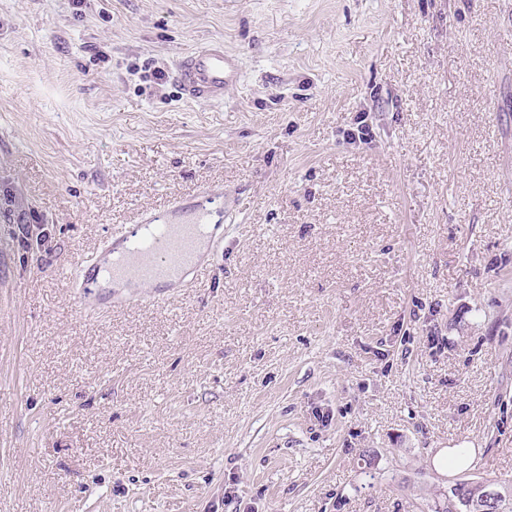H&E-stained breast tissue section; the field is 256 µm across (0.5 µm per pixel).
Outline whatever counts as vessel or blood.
Returning <instances> with one entry per match:
<instances>
[{"instance_id": "obj_1", "label": "vessel or blood", "mask_w": 512, "mask_h": 512, "mask_svg": "<svg viewBox=\"0 0 512 512\" xmlns=\"http://www.w3.org/2000/svg\"><path fill=\"white\" fill-rule=\"evenodd\" d=\"M240 78L238 57L214 43L191 51L175 71L183 97L192 101L223 100L225 90ZM223 242L224 193L208 188L191 202L172 201L165 211L103 239L93 259L72 265L68 286L88 314L107 304L96 292L103 276L118 285L154 287L148 300L157 303L160 289L190 287L207 269V256L217 254Z\"/></svg>"}]
</instances>
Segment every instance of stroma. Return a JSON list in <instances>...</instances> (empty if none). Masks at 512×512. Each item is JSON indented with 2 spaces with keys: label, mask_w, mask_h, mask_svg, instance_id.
<instances>
[{
  "label": "stroma",
  "mask_w": 512,
  "mask_h": 512,
  "mask_svg": "<svg viewBox=\"0 0 512 512\" xmlns=\"http://www.w3.org/2000/svg\"><path fill=\"white\" fill-rule=\"evenodd\" d=\"M210 41L241 79L186 101ZM209 186L235 217L193 287L85 316L71 264ZM460 479L512 481V0H0V512Z\"/></svg>",
  "instance_id": "35a3bbf8"
}]
</instances>
